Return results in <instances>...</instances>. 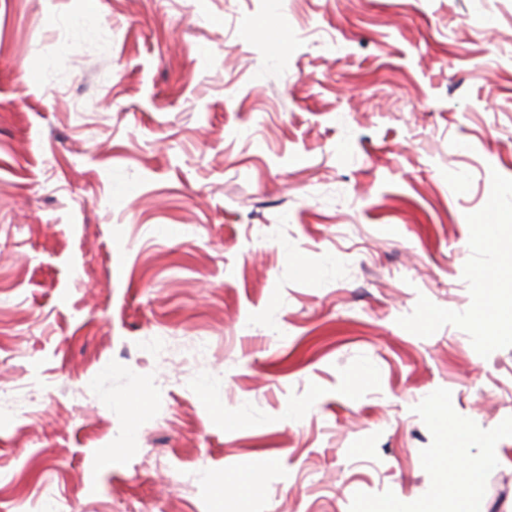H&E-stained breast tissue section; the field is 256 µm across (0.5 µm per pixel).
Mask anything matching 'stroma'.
<instances>
[{
	"label": "stroma",
	"instance_id": "35a3bbf8",
	"mask_svg": "<svg viewBox=\"0 0 512 512\" xmlns=\"http://www.w3.org/2000/svg\"><path fill=\"white\" fill-rule=\"evenodd\" d=\"M510 182L512 0H0V512H512ZM495 259V254H493L491 256V264L488 267L482 268L478 273L479 292L476 296L475 307L465 314L469 319H476L478 317L481 308L486 304L490 296V288H492L494 281L497 279L492 270V267L496 264Z\"/></svg>",
	"mask_w": 512,
	"mask_h": 512
}]
</instances>
